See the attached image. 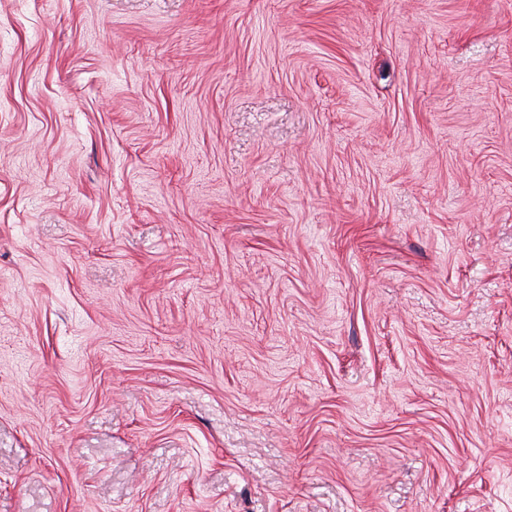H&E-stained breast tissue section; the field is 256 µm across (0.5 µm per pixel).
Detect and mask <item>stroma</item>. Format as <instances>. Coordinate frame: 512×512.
Masks as SVG:
<instances>
[{
  "instance_id": "35a3bbf8",
  "label": "stroma",
  "mask_w": 512,
  "mask_h": 512,
  "mask_svg": "<svg viewBox=\"0 0 512 512\" xmlns=\"http://www.w3.org/2000/svg\"><path fill=\"white\" fill-rule=\"evenodd\" d=\"M0 512H512V0H0Z\"/></svg>"
}]
</instances>
